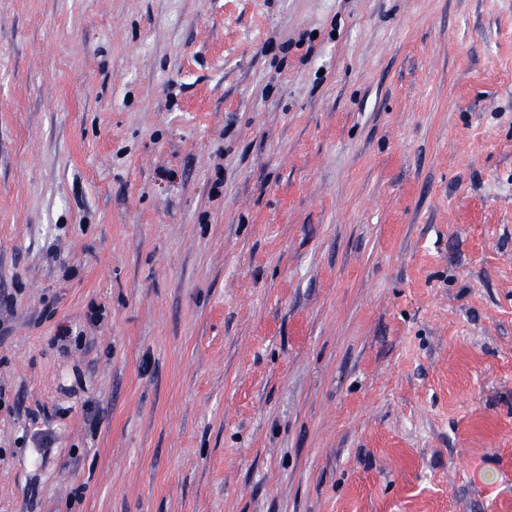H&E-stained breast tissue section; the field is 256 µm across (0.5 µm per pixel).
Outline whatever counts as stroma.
<instances>
[{"instance_id":"1","label":"stroma","mask_w":512,"mask_h":512,"mask_svg":"<svg viewBox=\"0 0 512 512\" xmlns=\"http://www.w3.org/2000/svg\"><path fill=\"white\" fill-rule=\"evenodd\" d=\"M0 293V512H512V0H0Z\"/></svg>"}]
</instances>
